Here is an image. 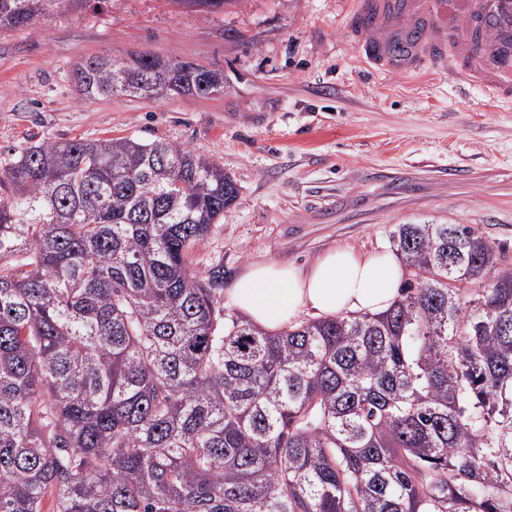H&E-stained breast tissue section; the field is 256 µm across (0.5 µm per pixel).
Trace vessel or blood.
<instances>
[{"label":"vessel or blood","instance_id":"vessel-or-blood-1","mask_svg":"<svg viewBox=\"0 0 512 512\" xmlns=\"http://www.w3.org/2000/svg\"><path fill=\"white\" fill-rule=\"evenodd\" d=\"M346 27L379 72H452L512 97V0H355Z\"/></svg>","mask_w":512,"mask_h":512}]
</instances>
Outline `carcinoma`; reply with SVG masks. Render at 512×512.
I'll list each match as a JSON object with an SVG mask.
<instances>
[{"label": "carcinoma", "mask_w": 512, "mask_h": 512, "mask_svg": "<svg viewBox=\"0 0 512 512\" xmlns=\"http://www.w3.org/2000/svg\"><path fill=\"white\" fill-rule=\"evenodd\" d=\"M112 0H0V30ZM87 98L224 73L94 56ZM191 148L42 141L0 162V512H512V267L400 224L382 315L271 334L188 269L237 197ZM52 507L45 508L47 496Z\"/></svg>", "instance_id": "obj_1"}]
</instances>
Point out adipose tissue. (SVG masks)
Segmentation results:
<instances>
[{
	"instance_id": "adipose-tissue-1",
	"label": "adipose tissue",
	"mask_w": 512,
	"mask_h": 512,
	"mask_svg": "<svg viewBox=\"0 0 512 512\" xmlns=\"http://www.w3.org/2000/svg\"><path fill=\"white\" fill-rule=\"evenodd\" d=\"M404 273L395 254L337 249L306 269L277 261L249 266L230 297L250 321L277 332L304 311L323 317L384 312L397 299Z\"/></svg>"
}]
</instances>
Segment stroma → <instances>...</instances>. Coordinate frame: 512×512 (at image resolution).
I'll return each instance as SVG.
<instances>
[{"mask_svg": "<svg viewBox=\"0 0 512 512\" xmlns=\"http://www.w3.org/2000/svg\"><path fill=\"white\" fill-rule=\"evenodd\" d=\"M353 0H114L36 30L0 31V161L45 139L131 136L188 146L238 196L189 255L225 284L271 259L392 250L400 224H462L512 266V99L452 75L381 74L345 29ZM176 56L224 73V92L88 99L68 74L92 56Z\"/></svg>", "mask_w": 512, "mask_h": 512, "instance_id": "stroma-1", "label": "stroma"}]
</instances>
